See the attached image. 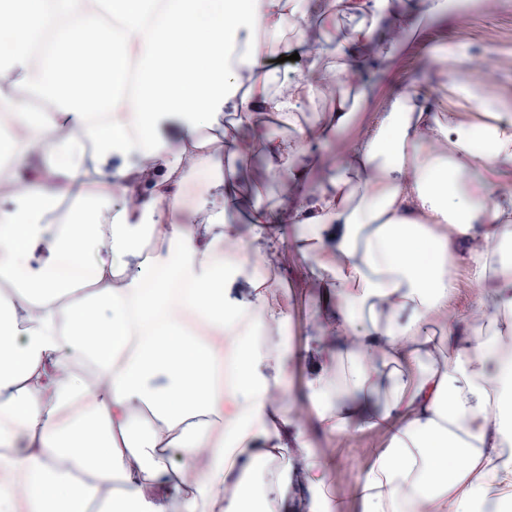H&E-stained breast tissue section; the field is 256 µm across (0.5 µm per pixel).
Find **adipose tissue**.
Wrapping results in <instances>:
<instances>
[{"label":"adipose tissue","instance_id":"adipose-tissue-1","mask_svg":"<svg viewBox=\"0 0 512 512\" xmlns=\"http://www.w3.org/2000/svg\"><path fill=\"white\" fill-rule=\"evenodd\" d=\"M447 4L0 0V80L40 103L0 94V512H336V459L310 437L350 428L383 441L351 489L360 512L512 502V190L490 179L512 163V121L472 88L464 119L412 84L330 177L310 157L373 97L364 64L395 63ZM90 29L100 39L79 43ZM301 47L305 74L282 77ZM172 114L176 144L156 133ZM248 143L260 168L238 164ZM201 177L202 221L170 223ZM280 178L286 202L242 192ZM290 224L330 326L304 346L309 422L288 409V302L261 269ZM461 255L494 285L466 316L449 308ZM232 269L250 272L249 307L224 300ZM245 322L269 333L234 335L228 360L198 331Z\"/></svg>","mask_w":512,"mask_h":512}]
</instances>
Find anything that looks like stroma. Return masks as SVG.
<instances>
[{
	"instance_id": "35a3bbf8",
	"label": "stroma",
	"mask_w": 512,
	"mask_h": 512,
	"mask_svg": "<svg viewBox=\"0 0 512 512\" xmlns=\"http://www.w3.org/2000/svg\"><path fill=\"white\" fill-rule=\"evenodd\" d=\"M458 69L488 63L497 71L494 83L483 85L485 98L502 103L503 119L512 120V0H450L446 14L438 17L427 30L425 45L410 47L392 66H375L364 73V79L376 90L366 109L352 129L342 137L351 142L364 136L375 112L410 82L422 89L442 83L448 60ZM267 264L282 279L279 294L287 298L291 320L282 332L292 351H299L306 336L315 332L320 291L311 284L306 262L296 249L294 240L273 255ZM379 438L371 432L350 430L327 440L315 437V449L331 447L337 465L331 472L325 491L342 501L343 512H359L351 500V487L362 474Z\"/></svg>"
}]
</instances>
